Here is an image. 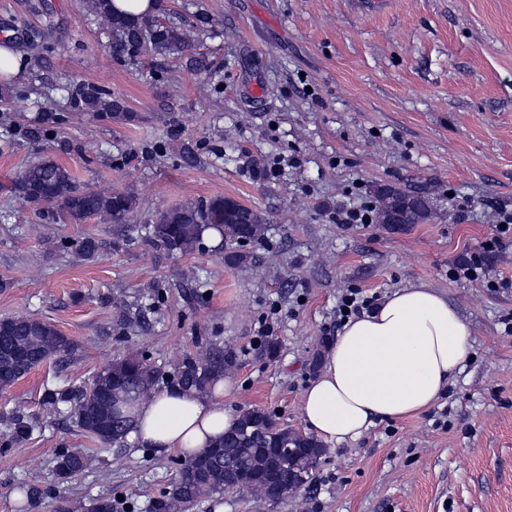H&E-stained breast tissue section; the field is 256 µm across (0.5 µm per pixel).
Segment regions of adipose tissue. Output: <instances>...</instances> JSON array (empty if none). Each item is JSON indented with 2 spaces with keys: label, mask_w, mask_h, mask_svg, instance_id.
<instances>
[{
  "label": "adipose tissue",
  "mask_w": 512,
  "mask_h": 512,
  "mask_svg": "<svg viewBox=\"0 0 512 512\" xmlns=\"http://www.w3.org/2000/svg\"><path fill=\"white\" fill-rule=\"evenodd\" d=\"M472 342L468 321L443 293L424 283L392 292L343 324L323 370L304 392L308 429L340 445L377 422L427 410L448 391ZM129 416L131 438L185 455L232 431L239 418L219 394L178 387L137 400Z\"/></svg>",
  "instance_id": "1"
}]
</instances>
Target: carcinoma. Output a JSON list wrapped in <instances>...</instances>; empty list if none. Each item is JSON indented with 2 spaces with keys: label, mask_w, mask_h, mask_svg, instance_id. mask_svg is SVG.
<instances>
[{
  "label": "carcinoma",
  "mask_w": 512,
  "mask_h": 512,
  "mask_svg": "<svg viewBox=\"0 0 512 512\" xmlns=\"http://www.w3.org/2000/svg\"><path fill=\"white\" fill-rule=\"evenodd\" d=\"M111 0H87L88 9L101 17L111 33L109 49L114 58H133L142 53L172 55L187 60L195 72L208 69L195 52L192 30L182 23L162 20V10L140 17L111 12ZM79 110L107 112L113 118L127 116L122 99L96 84H83L73 91ZM55 117L45 114L41 125L26 126L24 135L39 139L50 131ZM11 194L63 224H84L99 218L123 226L137 216L140 203L131 191L104 193L79 182L71 171L50 156L29 161L5 186ZM379 223L390 226L391 212L399 209L405 224H422L430 218L427 201L395 186L374 190ZM268 219L260 210L228 197L205 202H183L161 210L145 227L144 243L151 249L187 254L199 243L202 233L213 228L222 240L251 243L262 238ZM60 250L85 260L96 258L107 242L95 235L79 240L61 239ZM74 351L73 342L54 325L34 317L0 319V391L15 385L37 365ZM235 366V356L216 343L198 346L196 352L175 367L171 384L200 394L212 393ZM160 371L139 353L112 361L84 388L45 387L43 401L49 408L73 412L79 427L104 446L127 443L128 415L116 412L151 394ZM7 420L12 441L27 439L33 429L29 415L14 410ZM316 438L304 440L299 432L279 424L261 408L240 414L237 427L214 445L194 453L179 463L177 476L168 488L150 500L147 512H192L208 497L233 492L243 499L277 503L288 494L310 485L319 460L325 455ZM90 456L81 450H63L56 455L54 470L60 483L84 475Z\"/></svg>",
  "instance_id": "obj_1"
}]
</instances>
